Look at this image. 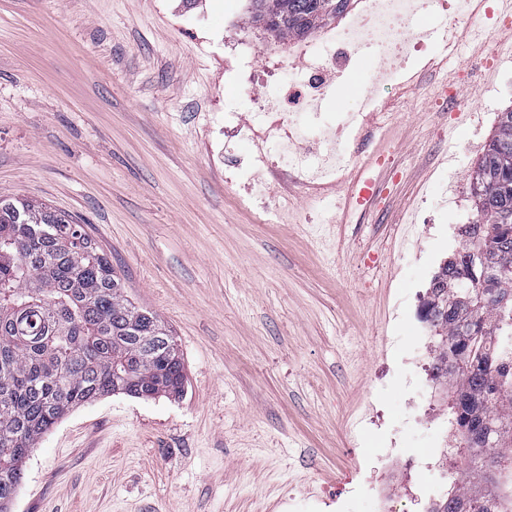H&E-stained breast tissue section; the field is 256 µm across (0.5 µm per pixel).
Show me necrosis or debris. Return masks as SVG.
Wrapping results in <instances>:
<instances>
[{
	"label": "necrosis or debris",
	"instance_id": "necrosis-or-debris-1",
	"mask_svg": "<svg viewBox=\"0 0 512 512\" xmlns=\"http://www.w3.org/2000/svg\"><path fill=\"white\" fill-rule=\"evenodd\" d=\"M486 2L459 0L458 4L451 5L447 0H362L361 9L353 15L342 35L333 40L326 58L310 56L302 66L298 82L288 84L281 91L255 97L256 112L252 122L240 123L237 114L231 112L224 117V128L244 138L263 139L267 136L268 122L287 127L298 115L319 113L335 75L364 55L375 58L379 80H388L414 61L429 42L430 31L417 25V17L426 7L438 11L452 8L473 16ZM323 143L324 150L312 163L307 161L299 143L288 138L279 139L275 155L281 164L304 171L317 180L335 174L353 157L335 130L325 131Z\"/></svg>",
	"mask_w": 512,
	"mask_h": 512
}]
</instances>
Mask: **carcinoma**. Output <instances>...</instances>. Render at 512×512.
Returning a JSON list of instances; mask_svg holds the SVG:
<instances>
[{
    "label": "carcinoma",
    "mask_w": 512,
    "mask_h": 512,
    "mask_svg": "<svg viewBox=\"0 0 512 512\" xmlns=\"http://www.w3.org/2000/svg\"><path fill=\"white\" fill-rule=\"evenodd\" d=\"M350 0H252V21L300 38L344 12ZM477 220L434 277L422 316L435 330L433 373L454 384L451 424L463 439L489 433L501 447L471 457L428 512H489L486 493L512 490V108L470 175ZM480 243L484 261L471 262ZM107 256L82 227L51 207L0 195V512L25 478L42 436L71 410L124 393L178 397L183 359L171 330L126 298ZM467 353L448 368V346Z\"/></svg>",
    "instance_id": "obj_1"
}]
</instances>
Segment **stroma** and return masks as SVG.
Masks as SVG:
<instances>
[{
    "instance_id": "obj_1",
    "label": "stroma",
    "mask_w": 512,
    "mask_h": 512,
    "mask_svg": "<svg viewBox=\"0 0 512 512\" xmlns=\"http://www.w3.org/2000/svg\"><path fill=\"white\" fill-rule=\"evenodd\" d=\"M250 0H0V195L42 201L82 225L138 307L171 330L186 386L177 399L104 397L40 440L11 512H370L384 449L429 472L396 512H426L465 464L451 388L423 379L434 332L422 305L472 223L468 175L512 107V62L472 18L431 10L434 38L398 79L370 56L337 77L316 133L385 152L387 194L346 201L348 165L321 189L260 168L224 115L285 77L292 42L250 19ZM471 108L443 89L469 61ZM261 69L260 84L249 80ZM379 108L348 122L357 92ZM266 201L248 198L254 180ZM423 379L422 396L411 397ZM343 494L342 507L326 499Z\"/></svg>"
}]
</instances>
